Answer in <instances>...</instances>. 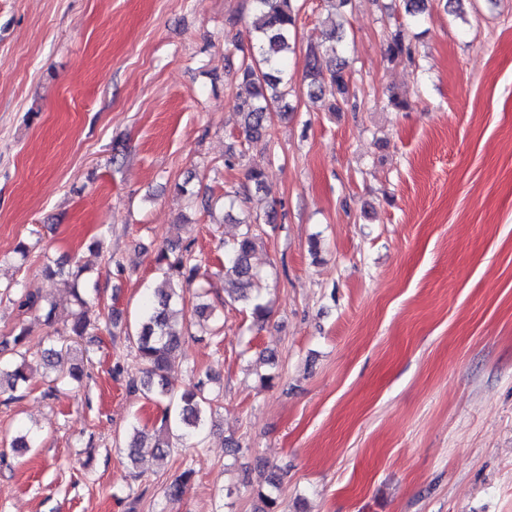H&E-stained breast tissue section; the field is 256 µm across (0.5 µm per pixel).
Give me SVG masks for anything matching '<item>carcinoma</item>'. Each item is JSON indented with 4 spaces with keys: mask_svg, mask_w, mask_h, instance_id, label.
I'll use <instances>...</instances> for the list:
<instances>
[{
    "mask_svg": "<svg viewBox=\"0 0 512 512\" xmlns=\"http://www.w3.org/2000/svg\"><path fill=\"white\" fill-rule=\"evenodd\" d=\"M257 22L255 35L250 37L249 53L242 56L235 73V106L242 116V129L246 140H259L271 126L272 113L288 111L286 98L292 92V82L287 74L288 54L293 49L298 0H253ZM427 10V0H404V16L398 28L386 41L385 56L388 61H411L415 49L409 32L421 24ZM349 47L342 30L331 32L326 41L307 45L308 67L304 75L308 95L318 98V91L326 83L336 88L342 103L351 99L349 62L345 56ZM267 178L264 168L252 166L244 174V198H249L251 189H260ZM264 222L274 223L270 213L265 218L257 214H245L238 224L241 232L233 243L224 246V282L232 285L228 292L235 299L251 305L253 318L262 322L268 315L267 307L259 302L262 276L251 264L258 236L253 226ZM168 288L159 289L146 297L141 314L130 330L123 329L122 313L112 311L108 319L112 328L122 330L125 340L135 350L138 374L127 377L129 391L141 392L164 404L159 427L153 433V448L157 457H167L172 448L171 437L181 440L187 448L201 444L203 428L211 417L215 398L199 379L191 386L179 390L169 377V369L184 338V309H174L178 291L191 286L197 279L201 261L189 249L181 251L170 246L158 251L155 257ZM87 267L76 264L69 269L54 267L47 261L42 267L44 277L53 281L62 273L71 276V293L79 311L66 325L67 336H83L94 325L90 316L91 302L85 289L80 287ZM18 307L24 311H44L45 322L53 325L52 304L42 294L23 292L18 298ZM26 338V330H20L12 340L0 341V396L10 402L20 398L17 390L26 387L34 377V364L26 353L18 350ZM147 433L132 427L128 443V459L137 463L139 448L143 446ZM38 433L25 427L19 430L13 448L23 451L37 444ZM194 471L188 468L165 488V497L179 502L186 493ZM255 512H281L280 503L273 491L258 493Z\"/></svg>",
    "mask_w": 512,
    "mask_h": 512,
    "instance_id": "obj_1",
    "label": "carcinoma"
}]
</instances>
